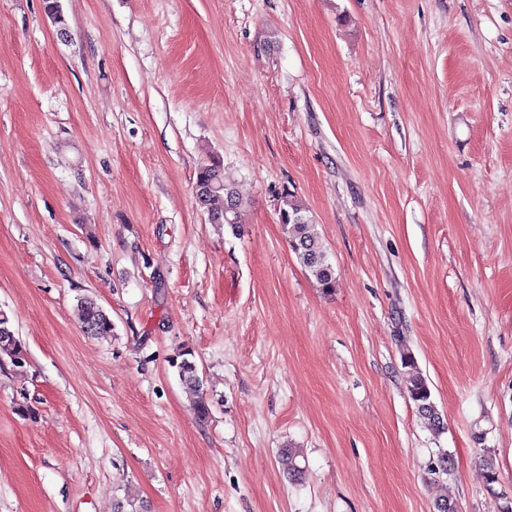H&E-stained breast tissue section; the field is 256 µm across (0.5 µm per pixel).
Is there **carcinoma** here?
<instances>
[{"label":"carcinoma","instance_id":"cac0c4a2","mask_svg":"<svg viewBox=\"0 0 512 512\" xmlns=\"http://www.w3.org/2000/svg\"><path fill=\"white\" fill-rule=\"evenodd\" d=\"M195 200L209 220L214 224L235 226L241 223L242 201L232 185L224 177V168L218 163L201 166L197 172ZM282 224L288 237L292 252L306 271L315 279L319 287L327 290L335 283V272L328 260L327 250L315 229V224L293 197L288 194L283 199L281 210ZM80 322L83 331L90 336H109L112 334V320L87 297L78 301ZM0 353L6 354L11 361L19 365L22 361V346L11 328L10 318L0 312ZM180 379L186 390L194 397L198 414L209 415V403L203 398L202 382L197 375L194 363L184 358L175 363ZM406 389L414 402L421 419L432 429L443 427V421L436 405L431 399V391L426 378L417 368L410 356L404 357Z\"/></svg>","mask_w":512,"mask_h":512}]
</instances>
